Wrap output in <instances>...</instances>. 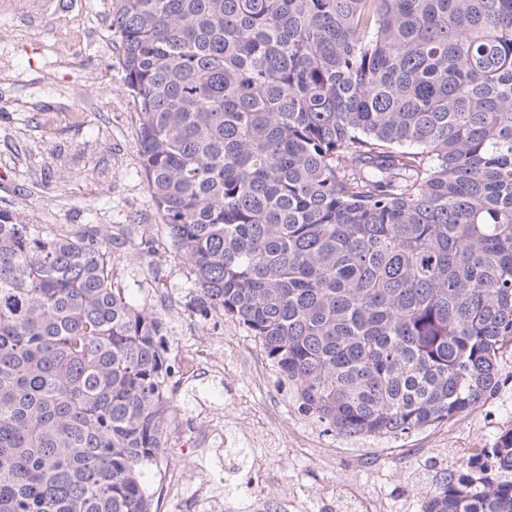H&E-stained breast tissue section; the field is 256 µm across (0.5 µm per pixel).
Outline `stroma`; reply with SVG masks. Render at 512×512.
Returning a JSON list of instances; mask_svg holds the SVG:
<instances>
[{
  "mask_svg": "<svg viewBox=\"0 0 512 512\" xmlns=\"http://www.w3.org/2000/svg\"><path fill=\"white\" fill-rule=\"evenodd\" d=\"M114 10L115 0H0V210L54 233L97 225L131 301L165 318L170 355L195 347L223 362L197 388L178 382L173 397L192 411L204 397L224 435L252 436L254 463L238 467L223 443L197 434L169 439L144 474L158 512H193L206 475L221 484L222 512H257L261 499L349 512L359 496L384 502V512H421L435 476L422 460L491 447L512 422V351L483 406L409 435L347 438L299 410L257 339L189 307L191 275L140 174ZM172 470L182 480L165 496Z\"/></svg>",
  "mask_w": 512,
  "mask_h": 512,
  "instance_id": "35a3bbf8",
  "label": "stroma"
}]
</instances>
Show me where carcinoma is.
<instances>
[{
    "label": "carcinoma",
    "mask_w": 512,
    "mask_h": 512,
    "mask_svg": "<svg viewBox=\"0 0 512 512\" xmlns=\"http://www.w3.org/2000/svg\"><path fill=\"white\" fill-rule=\"evenodd\" d=\"M192 309L345 437L474 411L512 348V0H117ZM108 238L0 211V512H156L162 316ZM423 512H512V428Z\"/></svg>",
    "instance_id": "carcinoma-1"
}]
</instances>
